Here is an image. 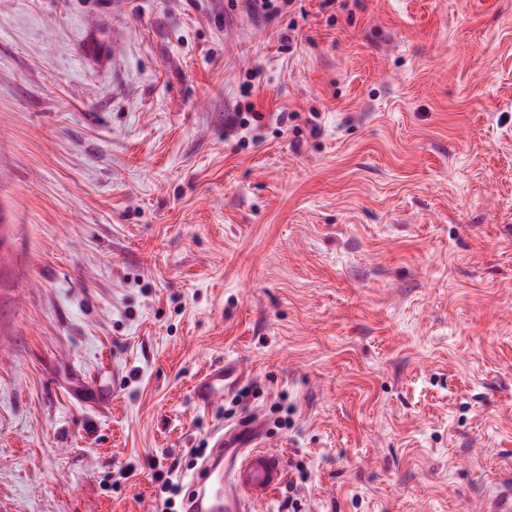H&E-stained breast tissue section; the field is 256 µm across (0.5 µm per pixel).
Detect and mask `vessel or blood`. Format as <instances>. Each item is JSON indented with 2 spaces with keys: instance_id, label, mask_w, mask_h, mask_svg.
I'll list each match as a JSON object with an SVG mask.
<instances>
[{
  "instance_id": "obj_1",
  "label": "vessel or blood",
  "mask_w": 512,
  "mask_h": 512,
  "mask_svg": "<svg viewBox=\"0 0 512 512\" xmlns=\"http://www.w3.org/2000/svg\"><path fill=\"white\" fill-rule=\"evenodd\" d=\"M223 365L209 366L193 387L203 408L224 395ZM236 431L217 433L214 446L190 482L187 512H251L285 480L282 456L269 449L237 447ZM484 512H512V473L500 478L484 500Z\"/></svg>"
}]
</instances>
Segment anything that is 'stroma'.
<instances>
[{
	"mask_svg": "<svg viewBox=\"0 0 512 512\" xmlns=\"http://www.w3.org/2000/svg\"><path fill=\"white\" fill-rule=\"evenodd\" d=\"M0 215V512H161L236 426L256 512L512 471V0H0ZM224 363L209 366L193 386V398L203 408L213 406L224 397V382L227 380Z\"/></svg>",
	"mask_w": 512,
	"mask_h": 512,
	"instance_id": "1",
	"label": "stroma"
}]
</instances>
